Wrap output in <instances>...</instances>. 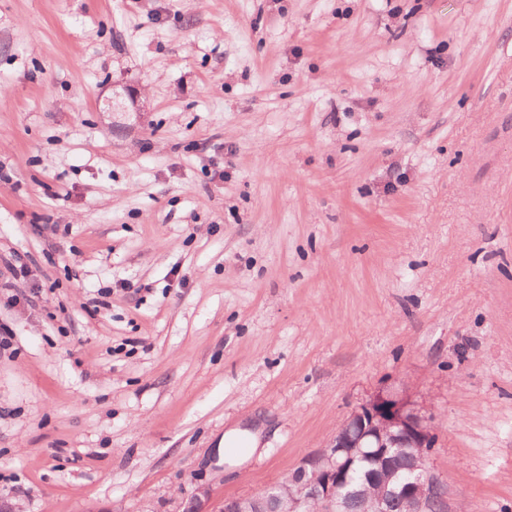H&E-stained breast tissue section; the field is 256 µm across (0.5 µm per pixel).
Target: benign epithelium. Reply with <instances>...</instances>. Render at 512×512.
I'll list each match as a JSON object with an SVG mask.
<instances>
[{"instance_id":"7a95c632","label":"benign epithelium","mask_w":512,"mask_h":512,"mask_svg":"<svg viewBox=\"0 0 512 512\" xmlns=\"http://www.w3.org/2000/svg\"><path fill=\"white\" fill-rule=\"evenodd\" d=\"M435 442L433 416L417 408L406 395L382 389L350 412L326 448L294 470L288 489L276 484L256 494L237 497L235 512H307L308 489L315 483L320 485L326 512H346L347 499L342 490L347 485V465L365 457L375 465L367 484L381 483L385 488L371 497L357 490L364 501V512H389L393 495L402 498L404 512H430L431 505L441 500L442 479L428 464ZM399 452L413 458L416 475L393 483L390 459ZM185 512H217L211 507L209 490L197 489Z\"/></svg>"}]
</instances>
